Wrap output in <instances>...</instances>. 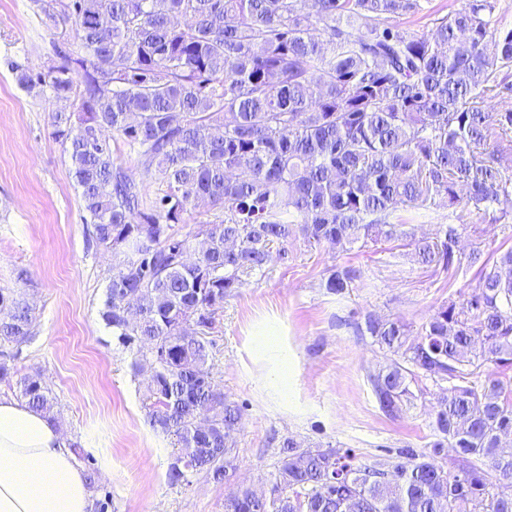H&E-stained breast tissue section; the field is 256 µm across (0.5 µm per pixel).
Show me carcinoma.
<instances>
[{
    "mask_svg": "<svg viewBox=\"0 0 512 512\" xmlns=\"http://www.w3.org/2000/svg\"><path fill=\"white\" fill-rule=\"evenodd\" d=\"M55 30H74L83 71L47 78L77 113H52L95 243L112 252L102 318L152 369L147 420L175 437L174 482L194 473L224 480L234 469L242 408L207 367V336L224 299L263 274L298 236L349 251L400 241L419 263L449 272L461 235L490 206L512 220V112L485 96L512 68V29L493 22L488 0H469L410 34L392 20L420 0H32ZM186 23L181 24L178 19ZM112 131L137 155L150 197L114 155ZM444 202L458 223L415 237L403 213ZM214 218L182 237L174 225L200 206ZM207 248L188 253L192 239ZM465 303L441 304L411 337L401 319H365V331L395 356L371 378L380 408L399 416L424 376L450 387L437 397L442 443L395 462L359 463L350 450L285 438L269 493L241 488L224 512H512V387L486 364L512 369V247L490 261ZM360 274L330 271L322 287L343 294ZM22 299L0 292V342L31 335ZM20 396L50 413L37 375Z\"/></svg>",
    "mask_w": 512,
    "mask_h": 512,
    "instance_id": "carcinoma-1",
    "label": "carcinoma"
}]
</instances>
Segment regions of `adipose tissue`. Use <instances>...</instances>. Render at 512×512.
Here are the masks:
<instances>
[{
    "label": "adipose tissue",
    "instance_id": "adipose-tissue-1",
    "mask_svg": "<svg viewBox=\"0 0 512 512\" xmlns=\"http://www.w3.org/2000/svg\"><path fill=\"white\" fill-rule=\"evenodd\" d=\"M257 354L275 356L272 380L287 395L291 368L277 356L279 332H254ZM90 481L56 422L43 412L0 397V512H93Z\"/></svg>",
    "mask_w": 512,
    "mask_h": 512
}]
</instances>
